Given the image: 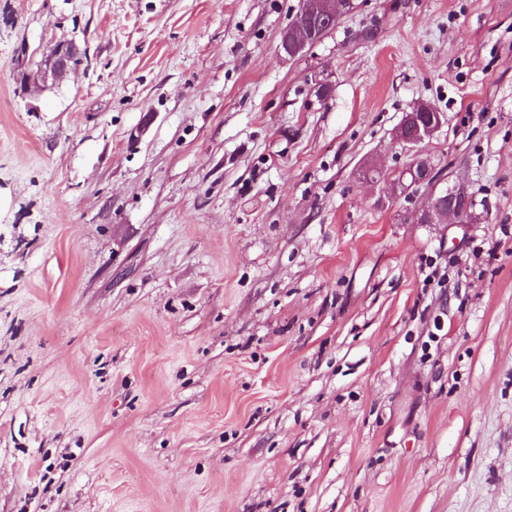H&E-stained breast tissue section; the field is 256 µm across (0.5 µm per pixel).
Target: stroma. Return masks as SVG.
Segmentation results:
<instances>
[{
  "label": "stroma",
  "mask_w": 512,
  "mask_h": 512,
  "mask_svg": "<svg viewBox=\"0 0 512 512\" xmlns=\"http://www.w3.org/2000/svg\"><path fill=\"white\" fill-rule=\"evenodd\" d=\"M354 3L0 0V512H512V0ZM336 4L337 14L340 16L349 13L351 6L354 7L352 0H303L300 10L298 11V16L295 18L289 34L288 30L283 34L282 39L287 49L289 37L293 45L292 50L295 51V55H297L308 43V38L297 36L299 31H303L304 29L311 31L315 26H319L324 21H328L329 19L332 21L336 20ZM327 32L325 27L317 29L314 39L307 46L317 43ZM82 54L72 40L56 42L43 56L38 69L26 74V93L39 95L48 88L49 83L54 85L62 82L71 72L76 71L78 66L74 65V61L81 59ZM424 112H428L426 118L430 117V112H437L433 108L426 106ZM418 113L422 112H408L405 115L403 122L396 132L397 140L407 148H417L426 139L430 138L434 131L441 125L440 113L438 115V123L435 120L432 123L426 122L419 117ZM463 193L461 187H453L448 191V206H442L437 202L432 201L431 206L429 208H425V217L426 220L423 222H428V217H435L438 219L440 224L448 223L451 221L453 223V219H457L458 221L465 223V219L467 216V210H462L460 208H456L454 206V201Z\"/></svg>",
  "instance_id": "stroma-1"
}]
</instances>
